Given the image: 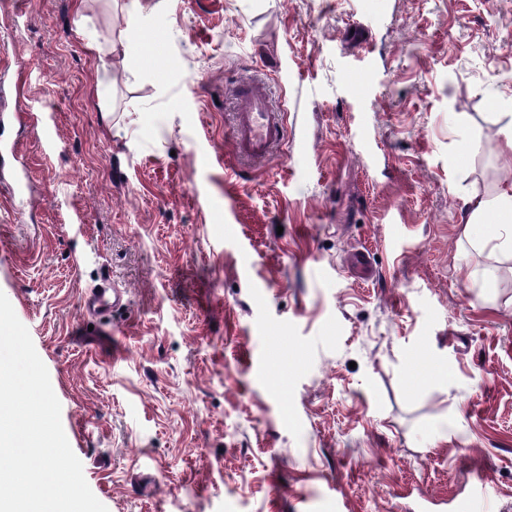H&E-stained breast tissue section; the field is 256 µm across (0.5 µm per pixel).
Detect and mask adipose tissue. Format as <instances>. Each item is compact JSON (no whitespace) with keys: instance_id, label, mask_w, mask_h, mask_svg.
Returning a JSON list of instances; mask_svg holds the SVG:
<instances>
[{"instance_id":"ef3b65f1","label":"adipose tissue","mask_w":512,"mask_h":512,"mask_svg":"<svg viewBox=\"0 0 512 512\" xmlns=\"http://www.w3.org/2000/svg\"><path fill=\"white\" fill-rule=\"evenodd\" d=\"M467 216V238L477 246L512 256V178H504L489 194H470L462 199ZM496 218L498 228L493 235L479 233L478 227L487 218Z\"/></svg>"}]
</instances>
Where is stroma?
<instances>
[{"label":"stroma","instance_id":"obj_1","mask_svg":"<svg viewBox=\"0 0 512 512\" xmlns=\"http://www.w3.org/2000/svg\"><path fill=\"white\" fill-rule=\"evenodd\" d=\"M147 3L0 0V292L93 494L461 512L477 470L475 512H512V258L461 211L512 175V0ZM158 32L159 61L110 49ZM246 78L285 116L263 164L233 159ZM105 280L128 303L94 327Z\"/></svg>","mask_w":512,"mask_h":512}]
</instances>
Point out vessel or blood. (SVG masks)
Masks as SVG:
<instances>
[{
	"mask_svg": "<svg viewBox=\"0 0 512 512\" xmlns=\"http://www.w3.org/2000/svg\"><path fill=\"white\" fill-rule=\"evenodd\" d=\"M233 120L230 137L233 150L241 161L263 162L286 139L281 110L273 103L264 82L258 79L235 82ZM125 304V291L102 282L84 297L88 316L103 319Z\"/></svg>",
	"mask_w": 512,
	"mask_h": 512,
	"instance_id": "b4317fda",
	"label": "vessel or blood"
}]
</instances>
